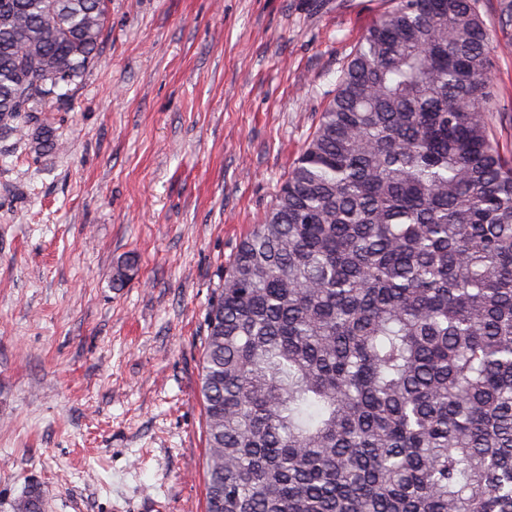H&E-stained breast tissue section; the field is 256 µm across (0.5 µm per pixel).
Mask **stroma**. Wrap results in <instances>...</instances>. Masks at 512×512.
<instances>
[{
  "mask_svg": "<svg viewBox=\"0 0 512 512\" xmlns=\"http://www.w3.org/2000/svg\"><path fill=\"white\" fill-rule=\"evenodd\" d=\"M385 8L109 0L83 77L0 130V512H206L207 301Z\"/></svg>",
  "mask_w": 512,
  "mask_h": 512,
  "instance_id": "35a3bbf8",
  "label": "stroma"
}]
</instances>
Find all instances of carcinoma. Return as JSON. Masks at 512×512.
Returning a JSON list of instances; mask_svg holds the SVG:
<instances>
[{
  "label": "carcinoma",
  "instance_id": "obj_1",
  "mask_svg": "<svg viewBox=\"0 0 512 512\" xmlns=\"http://www.w3.org/2000/svg\"><path fill=\"white\" fill-rule=\"evenodd\" d=\"M387 2L205 309L207 512H512V0ZM107 13L0 0L1 128ZM495 84L508 96L509 106L505 112L495 115L496 130L505 150H512V52L500 54L496 59V70L493 75ZM511 101V107H510Z\"/></svg>",
  "mask_w": 512,
  "mask_h": 512
}]
</instances>
